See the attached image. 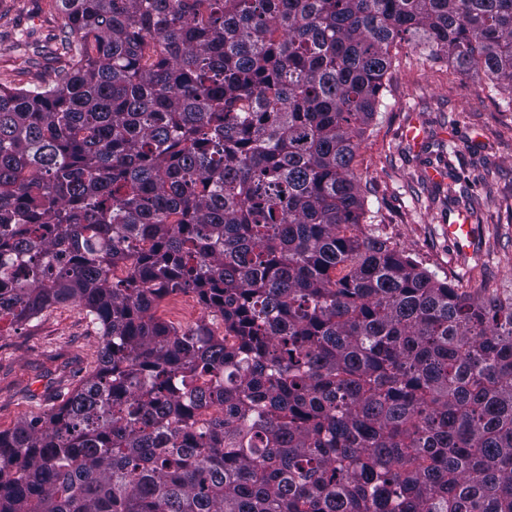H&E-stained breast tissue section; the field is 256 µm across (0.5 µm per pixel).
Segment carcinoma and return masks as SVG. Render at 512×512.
I'll use <instances>...</instances> for the list:
<instances>
[{"mask_svg":"<svg viewBox=\"0 0 512 512\" xmlns=\"http://www.w3.org/2000/svg\"><path fill=\"white\" fill-rule=\"evenodd\" d=\"M60 2L0 86V314L101 344L0 431V512H512V297L360 230L353 167L400 39L512 90V0Z\"/></svg>","mask_w":512,"mask_h":512,"instance_id":"obj_1","label":"carcinoma"}]
</instances>
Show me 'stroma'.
<instances>
[{
    "label": "stroma",
    "mask_w": 512,
    "mask_h": 512,
    "mask_svg": "<svg viewBox=\"0 0 512 512\" xmlns=\"http://www.w3.org/2000/svg\"><path fill=\"white\" fill-rule=\"evenodd\" d=\"M50 0H0V72L25 81L28 57L7 51L20 31L51 25ZM392 78L380 114L366 130L354 168L368 208L378 214L379 235L468 291L488 288L512 296V106L488 77L459 70L446 56H432L413 40L392 49ZM425 132L421 146L405 138L410 122ZM454 168L475 177L468 201L448 193L447 181L429 170ZM467 210L477 228L471 254L448 241V218ZM100 326L81 306L59 304L32 320L0 321V430L49 411L52 378L80 382L97 366Z\"/></svg>",
    "instance_id": "35a3bbf8"
}]
</instances>
